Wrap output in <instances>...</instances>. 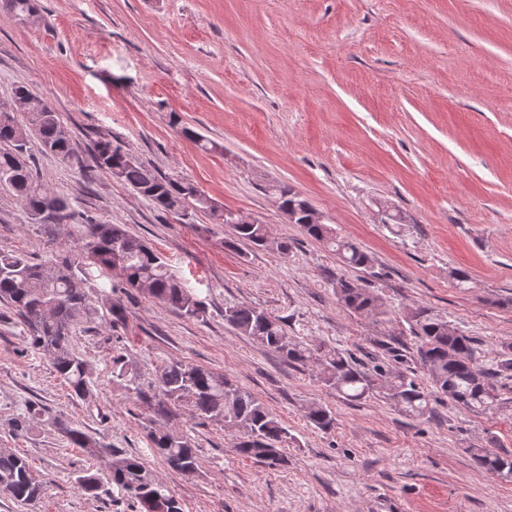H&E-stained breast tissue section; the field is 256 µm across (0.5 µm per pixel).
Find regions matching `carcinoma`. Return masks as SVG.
Wrapping results in <instances>:
<instances>
[{
  "instance_id": "1",
  "label": "carcinoma",
  "mask_w": 512,
  "mask_h": 512,
  "mask_svg": "<svg viewBox=\"0 0 512 512\" xmlns=\"http://www.w3.org/2000/svg\"><path fill=\"white\" fill-rule=\"evenodd\" d=\"M36 138L44 152L65 164L77 167L84 180L92 181L97 171L109 173L121 184L150 201L160 211L172 212L192 204L209 214L213 223H224V210L208 204L209 198L189 182L161 175L112 145L110 140L96 143L85 158L74 146L58 113L51 105L42 112H27L25 119H0V186L11 190L24 204L31 225L50 244L58 243L61 230L81 218L83 230L78 243L60 258L38 263L22 253H0V302L8 304L27 328L29 344L50 356L54 371L79 398L89 394L90 372L86 362L72 346L73 333L85 320L95 316L88 304L86 289L96 275L109 278L117 273L123 289L142 293L155 301L192 317L201 312L203 301L175 277L157 251L130 234L122 224L98 222L76 214L71 201L48 188L38 177L33 160L26 156V144ZM284 205L302 211L310 203L283 185L271 187ZM232 235L262 247L267 234L265 224H232ZM312 238L324 241L350 267H368L371 257L357 245L337 236L327 224H304ZM338 302L349 312L376 324L392 323L379 297L356 288L342 279L336 281ZM408 318L418 338L417 359L436 392L471 412L501 413L512 409L503 399L495 380L512 376V343L497 352V362L483 365L481 352L473 339L448 326V321L429 308L416 306ZM224 320L240 333L259 340L290 363H315L320 381L349 402H358L382 393L407 415L429 418V394L407 375L383 363L365 369L350 355L332 351L323 344L303 346L283 330L281 320L263 310L245 305L229 307ZM138 399L164 416L187 415L199 419H222L237 430V454L271 466L284 461L282 448L288 443V429L252 393L228 379L192 363L162 360L156 367L155 392L140 389L129 379ZM306 418L315 428L329 430L332 412L322 405L309 408ZM69 443L90 456L99 455L104 444L77 423L58 420ZM152 453L170 469L189 476L198 468L190 438L176 428L150 431ZM475 465L493 475L512 479V453L470 448ZM78 489L97 498L112 486L129 498L138 512H184L183 505L164 483L155 479L142 459L113 451L112 467L106 476L82 472L76 478ZM0 493L26 504L45 493L24 458L9 449L0 450Z\"/></svg>"
}]
</instances>
